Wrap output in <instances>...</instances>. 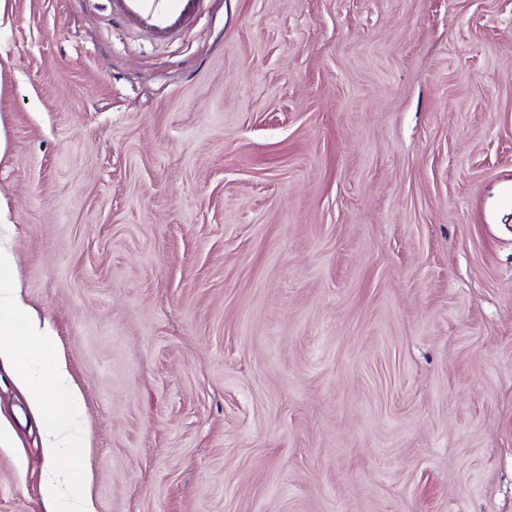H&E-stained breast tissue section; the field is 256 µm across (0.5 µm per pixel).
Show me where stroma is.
Returning <instances> with one entry per match:
<instances>
[{"label":"stroma","instance_id":"1","mask_svg":"<svg viewBox=\"0 0 512 512\" xmlns=\"http://www.w3.org/2000/svg\"><path fill=\"white\" fill-rule=\"evenodd\" d=\"M0 126L96 512H512V0H7ZM112 14L124 18L156 39H168L184 29L203 0H110Z\"/></svg>","mask_w":512,"mask_h":512}]
</instances>
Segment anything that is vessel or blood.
I'll list each match as a JSON object with an SVG mask.
<instances>
[{"label": "vessel or blood", "mask_w": 512, "mask_h": 512, "mask_svg": "<svg viewBox=\"0 0 512 512\" xmlns=\"http://www.w3.org/2000/svg\"><path fill=\"white\" fill-rule=\"evenodd\" d=\"M201 3L202 0H111L114 15L160 40L184 29Z\"/></svg>", "instance_id": "obj_1"}]
</instances>
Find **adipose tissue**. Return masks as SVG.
I'll return each instance as SVG.
<instances>
[{
    "mask_svg": "<svg viewBox=\"0 0 512 512\" xmlns=\"http://www.w3.org/2000/svg\"><path fill=\"white\" fill-rule=\"evenodd\" d=\"M15 226L0 195V369L26 397L42 423L47 470L42 482L46 512H95L90 471L61 475L63 462L84 453L79 440L81 392L52 347L53 329L25 301L16 274Z\"/></svg>",
    "mask_w": 512,
    "mask_h": 512,
    "instance_id": "ef3b65f1",
    "label": "adipose tissue"
}]
</instances>
